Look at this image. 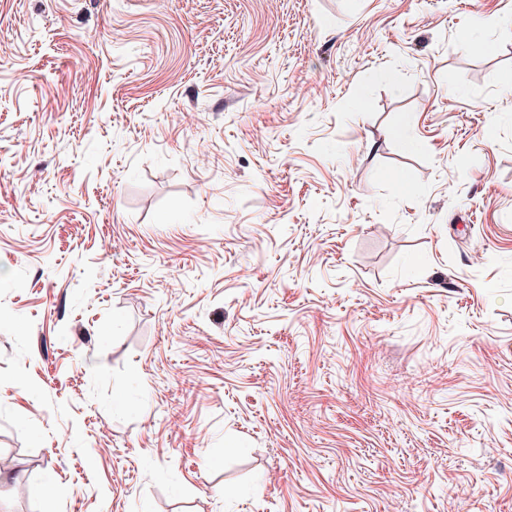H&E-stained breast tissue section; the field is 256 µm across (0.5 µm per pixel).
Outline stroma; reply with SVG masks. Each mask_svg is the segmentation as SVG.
<instances>
[{
	"instance_id": "35a3bbf8",
	"label": "stroma",
	"mask_w": 512,
	"mask_h": 512,
	"mask_svg": "<svg viewBox=\"0 0 512 512\" xmlns=\"http://www.w3.org/2000/svg\"><path fill=\"white\" fill-rule=\"evenodd\" d=\"M511 77L512 0H0V512H512Z\"/></svg>"
}]
</instances>
